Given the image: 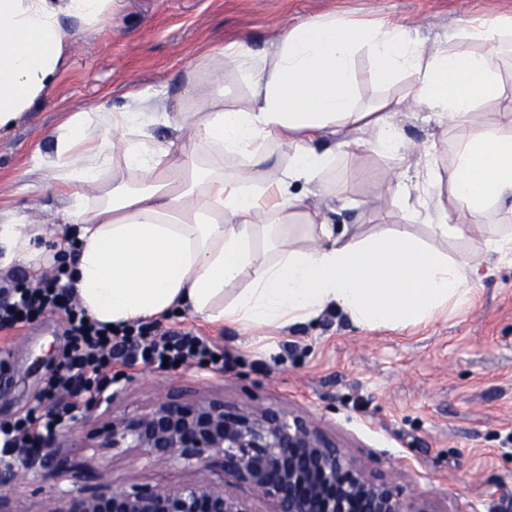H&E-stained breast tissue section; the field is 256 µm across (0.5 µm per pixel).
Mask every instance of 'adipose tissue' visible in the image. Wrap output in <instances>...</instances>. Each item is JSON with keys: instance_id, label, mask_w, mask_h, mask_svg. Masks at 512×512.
Segmentation results:
<instances>
[{"instance_id": "obj_1", "label": "adipose tissue", "mask_w": 512, "mask_h": 512, "mask_svg": "<svg viewBox=\"0 0 512 512\" xmlns=\"http://www.w3.org/2000/svg\"><path fill=\"white\" fill-rule=\"evenodd\" d=\"M117 3L0 0V130L52 87L75 29H95ZM458 35L482 52L428 54L407 27L323 16L274 30L260 50L245 39L207 50L186 73L182 110L131 91L121 110L69 115L50 132L37 167L66 196L57 216L77 244L67 273L81 306L115 327L185 309L245 330L284 327L329 307L370 329L468 309L482 278L477 256L512 254V233L485 221L512 200V132L475 114L479 99L500 93L497 52L512 42V16ZM361 50L372 79L405 76L413 102L459 130L447 177L430 159L409 162L396 124L401 99L360 106L353 61ZM230 74L246 94L229 105ZM159 122L188 130L194 150L157 140L151 128ZM362 145L411 168L396 186L403 207L423 213L435 234L466 240L462 251H433L400 224L365 236L324 218L307 222L308 244L292 242L304 196L323 188L338 155ZM443 180L458 204L453 219L433 200ZM42 235L25 216L0 212V270L50 262ZM236 282L239 294L225 300V286Z\"/></svg>"}]
</instances>
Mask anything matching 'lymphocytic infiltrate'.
Listing matches in <instances>:
<instances>
[{"label": "lymphocytic infiltrate", "mask_w": 512, "mask_h": 512, "mask_svg": "<svg viewBox=\"0 0 512 512\" xmlns=\"http://www.w3.org/2000/svg\"><path fill=\"white\" fill-rule=\"evenodd\" d=\"M59 250L54 275L41 276L37 287L18 281L0 288V325L21 328L50 307H60L68 316L70 336L60 368L49 378L45 396L55 408H33L12 423H0V447L39 448L58 429L78 422L86 400L104 390L116 363L142 361L147 364L210 362L220 350L198 334L159 329L142 322L117 328L90 320L76 302L64 259Z\"/></svg>", "instance_id": "1"}]
</instances>
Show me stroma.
<instances>
[{
  "mask_svg": "<svg viewBox=\"0 0 512 512\" xmlns=\"http://www.w3.org/2000/svg\"><path fill=\"white\" fill-rule=\"evenodd\" d=\"M327 15L401 24L418 35L425 51L444 44L465 54L483 46L455 38V31L512 15V0H121L111 20L75 33L45 102L0 135V209L21 211L43 225L47 246H54L64 231L53 221L62 201L35 168L37 153L50 148L49 130L75 112L122 106L123 93L133 86L183 104L185 74L205 49L240 36L260 49L271 30ZM355 74L362 105L409 92L400 76L376 84L362 52L355 56ZM499 82L501 95L481 101L477 114L505 126L512 122L510 55ZM397 120L411 159L433 154L440 175H447L457 130L410 106ZM399 173L388 157L357 148L327 175L328 195H309L304 206L334 224L358 225L366 236L384 224H403L435 250L463 249L464 240L433 236L422 214L402 208L395 193ZM478 263L484 278L467 311L452 309L403 329L369 330L333 312L246 332L186 313L161 323L194 331L224 350L223 379L198 383L199 393L308 410L371 472L402 471L406 494L434 496L441 512H504L502 494L512 491V265L494 256ZM69 342L60 311L0 331V423L42 401ZM129 374L131 384L114 403V414L139 413L181 383L178 372L139 362ZM103 465L128 484L185 477L181 468L133 464L123 455H105Z\"/></svg>",
  "mask_w": 512,
  "mask_h": 512,
  "instance_id": "stroma-1",
  "label": "stroma"
}]
</instances>
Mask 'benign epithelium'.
I'll list each match as a JSON object with an SVG mask.
<instances>
[{"mask_svg": "<svg viewBox=\"0 0 512 512\" xmlns=\"http://www.w3.org/2000/svg\"><path fill=\"white\" fill-rule=\"evenodd\" d=\"M124 393L118 388L87 407V421L105 416ZM62 431L34 455L0 456V512H14L12 492L31 472L65 478L71 446ZM79 468L96 485L41 501L38 512H439L435 500L406 497L398 473L375 474L336 441L313 414L278 404H238L216 393L194 399L170 390L146 411L115 416L101 433L85 437ZM136 463L179 465L192 477L176 484L126 485L103 471L101 450ZM218 469V479L205 472ZM247 488H224V477Z\"/></svg>", "mask_w": 512, "mask_h": 512, "instance_id": "7a95c632", "label": "benign epithelium"}]
</instances>
